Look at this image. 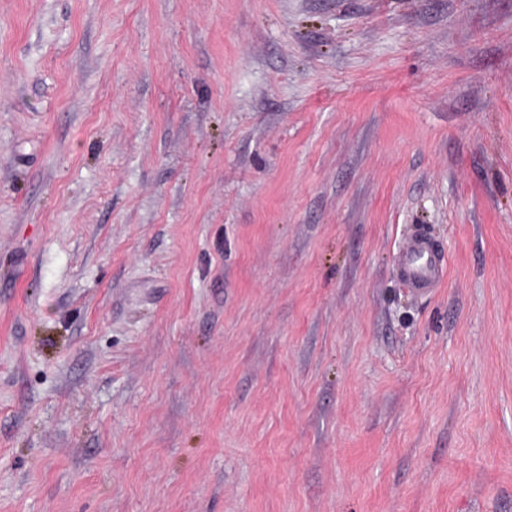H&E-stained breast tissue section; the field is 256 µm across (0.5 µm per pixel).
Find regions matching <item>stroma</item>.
<instances>
[{
	"mask_svg": "<svg viewBox=\"0 0 512 512\" xmlns=\"http://www.w3.org/2000/svg\"><path fill=\"white\" fill-rule=\"evenodd\" d=\"M0 512H512V0H0ZM400 275L417 291H428L443 277L445 259L427 234L414 232L398 253L396 260Z\"/></svg>",
	"mask_w": 512,
	"mask_h": 512,
	"instance_id": "stroma-1",
	"label": "stroma"
}]
</instances>
